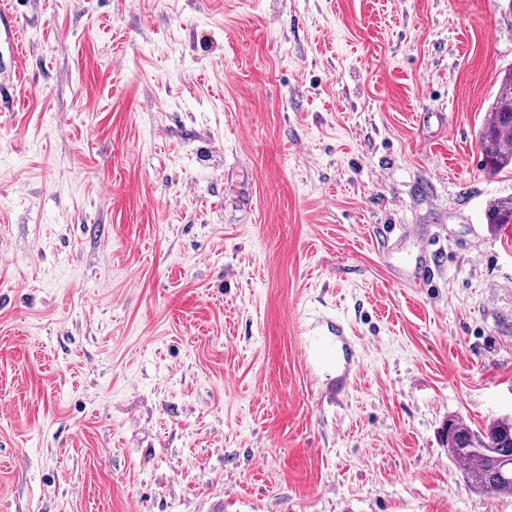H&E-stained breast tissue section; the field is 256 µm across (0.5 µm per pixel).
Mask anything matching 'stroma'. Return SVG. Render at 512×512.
<instances>
[{
  "instance_id": "obj_1",
  "label": "stroma",
  "mask_w": 512,
  "mask_h": 512,
  "mask_svg": "<svg viewBox=\"0 0 512 512\" xmlns=\"http://www.w3.org/2000/svg\"><path fill=\"white\" fill-rule=\"evenodd\" d=\"M5 3L0 512H512V0ZM2 36L4 38V44H7L8 48L11 50L9 51L10 66L16 70L21 63L18 30L12 14L8 9L3 7H1L0 10V45ZM478 141L485 169L490 173L512 167V68L504 71ZM488 224H512V196L491 200L486 208ZM449 457L481 493L512 494V420L496 419L474 431L461 418L448 420Z\"/></svg>"
}]
</instances>
